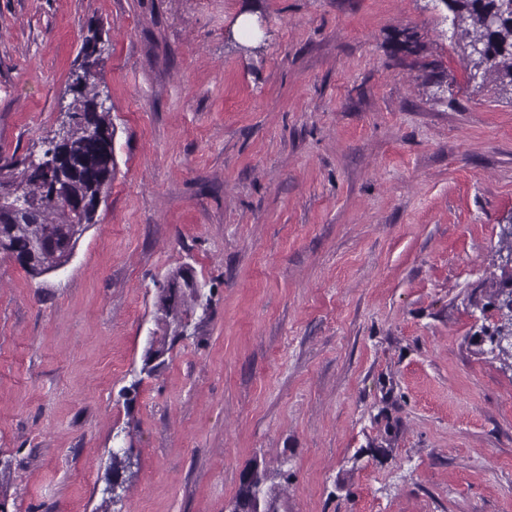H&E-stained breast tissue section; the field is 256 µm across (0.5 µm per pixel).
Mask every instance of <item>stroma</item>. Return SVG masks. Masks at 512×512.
<instances>
[{"label":"stroma","mask_w":512,"mask_h":512,"mask_svg":"<svg viewBox=\"0 0 512 512\" xmlns=\"http://www.w3.org/2000/svg\"><path fill=\"white\" fill-rule=\"evenodd\" d=\"M442 0H0V156L40 151L101 32L112 188L56 274L0 253L6 512H512V365L481 344L512 88ZM210 317L141 376L161 284ZM116 448L137 473L102 490ZM256 476L253 482L243 479L245 472ZM275 476L257 460L249 463L240 473L239 486L232 499L229 512H283L281 511L282 490Z\"/></svg>","instance_id":"1"}]
</instances>
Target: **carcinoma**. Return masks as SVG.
<instances>
[{
	"instance_id": "carcinoma-1",
	"label": "carcinoma",
	"mask_w": 512,
	"mask_h": 512,
	"mask_svg": "<svg viewBox=\"0 0 512 512\" xmlns=\"http://www.w3.org/2000/svg\"><path fill=\"white\" fill-rule=\"evenodd\" d=\"M453 15V25L469 38L468 58L475 72L497 75L512 86V0H443ZM101 35L86 37L82 57L71 71L69 91L74 100L67 114V135L47 137L41 152L21 160L0 163V216L12 212L17 191L29 195L35 207L0 219V253L12 255L33 279L64 268L75 254L86 230L97 223V207L112 186L114 130L109 111L96 91L101 56L95 49ZM81 200V208L73 201ZM178 271L160 289L158 330L148 338L141 372L152 374L164 364L155 355L166 353L191 326L190 314L199 309L207 316L211 298L201 288H185ZM512 294V272L496 282L493 298L503 321L485 331L487 352L512 359V346L493 347L495 338L512 336V312L503 310L505 293ZM253 482L239 479L229 512H281L282 490L275 476L256 460L246 466Z\"/></svg>"
}]
</instances>
